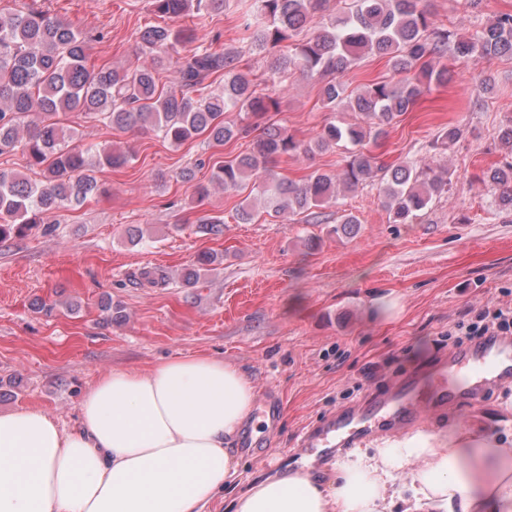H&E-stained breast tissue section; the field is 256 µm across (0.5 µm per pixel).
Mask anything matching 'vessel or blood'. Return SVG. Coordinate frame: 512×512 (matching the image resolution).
Here are the masks:
<instances>
[{"label":"vessel or blood","mask_w":512,"mask_h":512,"mask_svg":"<svg viewBox=\"0 0 512 512\" xmlns=\"http://www.w3.org/2000/svg\"><path fill=\"white\" fill-rule=\"evenodd\" d=\"M512 378V338H490L448 358V363L426 379L397 382L365 409L341 413L310 428L299 446L346 448L385 422L400 426L423 412L461 408L492 391L499 381Z\"/></svg>","instance_id":"b4317fda"}]
</instances>
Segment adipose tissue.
I'll use <instances>...</instances> for the list:
<instances>
[{"mask_svg":"<svg viewBox=\"0 0 512 512\" xmlns=\"http://www.w3.org/2000/svg\"><path fill=\"white\" fill-rule=\"evenodd\" d=\"M255 400L238 367L191 354L102 376L70 432L39 408L0 413V512H201L237 473ZM234 512H512V441L376 439L332 479L297 469L252 484Z\"/></svg>","mask_w":512,"mask_h":512,"instance_id":"1","label":"adipose tissue"}]
</instances>
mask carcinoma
Masks as SVG:
<instances>
[{"mask_svg": "<svg viewBox=\"0 0 512 512\" xmlns=\"http://www.w3.org/2000/svg\"><path fill=\"white\" fill-rule=\"evenodd\" d=\"M331 2L253 0V10L240 22L252 46L274 51L271 80L282 84L293 71L315 77L325 105L340 102L360 116L354 124L329 121L307 141L274 123L261 127L247 122L279 111L280 94L262 92L237 51L199 44L178 61L180 91L159 88L157 73L167 54L190 40L188 31L174 22L192 8L200 14L222 13L224 0H151L154 12L173 24L142 30L141 48L151 63L133 71L91 64V36L26 0L0 8V154L22 151L40 175L32 180L0 170V239L42 223L46 212L82 205L99 190L96 169L103 165L117 170L133 160L115 147L74 144L73 135L54 117L75 111L100 117L115 132L156 131L174 146L198 135L222 146L257 132L250 151L218 166L212 181L236 190L251 180L255 196L286 217L335 204L343 192L375 185L393 222L418 218L448 192V172H435L417 156L386 164L374 148L416 104L425 85L448 80V70L434 69L433 59L449 51L478 63L512 57V13L498 15L462 36L438 23L422 0H349L332 14ZM316 15L322 17L321 25L299 38ZM368 55L386 59L399 79L347 91L343 78ZM221 77L224 90L206 92L209 81ZM35 109L43 120L24 123ZM228 112L238 113L240 123L224 121ZM460 137L461 129L450 125L438 131L428 148L448 150ZM335 148L347 153L340 175L315 171L297 182L281 179L274 171V163L283 156ZM482 180L498 191L499 209L512 214V160L487 169ZM217 259L214 253L201 255L186 270L185 281H197L203 267Z\"/></svg>", "mask_w": 512, "mask_h": 512, "instance_id": "carcinoma-1", "label": "carcinoma"}]
</instances>
